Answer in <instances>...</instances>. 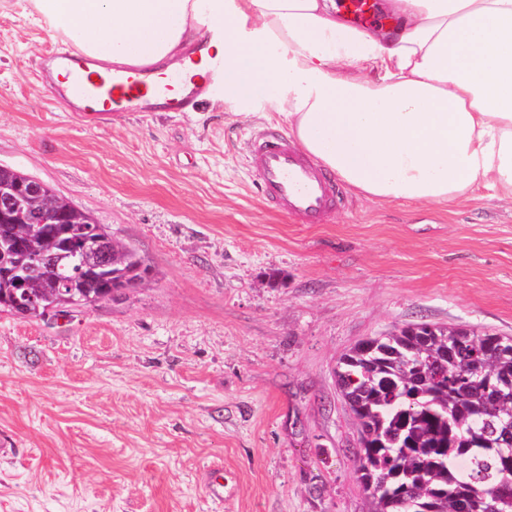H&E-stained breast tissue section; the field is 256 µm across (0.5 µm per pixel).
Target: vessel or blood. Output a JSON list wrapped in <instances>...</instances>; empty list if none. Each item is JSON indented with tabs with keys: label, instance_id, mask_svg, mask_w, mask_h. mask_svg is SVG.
Returning a JSON list of instances; mask_svg holds the SVG:
<instances>
[{
	"label": "vessel or blood",
	"instance_id": "vessel-or-blood-1",
	"mask_svg": "<svg viewBox=\"0 0 512 512\" xmlns=\"http://www.w3.org/2000/svg\"><path fill=\"white\" fill-rule=\"evenodd\" d=\"M48 62L66 73L55 88L57 97L90 121L115 112H192L205 91L194 81L179 86L162 76L148 81L142 70L131 67L109 66L99 73L96 59L82 55H52ZM248 162L263 202L293 223H326L346 203L335 174L279 131L256 133L248 143Z\"/></svg>",
	"mask_w": 512,
	"mask_h": 512
}]
</instances>
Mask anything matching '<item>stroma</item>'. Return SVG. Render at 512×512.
Wrapping results in <instances>:
<instances>
[{
	"instance_id": "stroma-1",
	"label": "stroma",
	"mask_w": 512,
	"mask_h": 512,
	"mask_svg": "<svg viewBox=\"0 0 512 512\" xmlns=\"http://www.w3.org/2000/svg\"><path fill=\"white\" fill-rule=\"evenodd\" d=\"M61 44L0 0V165L72 199L149 277L49 323L0 312V512H369L336 386L360 340L425 321L512 336V200L349 190L328 224L266 208L269 104L85 125L42 80ZM224 465L213 500L202 477Z\"/></svg>"
}]
</instances>
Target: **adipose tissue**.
Listing matches in <instances>:
<instances>
[{
  "label": "adipose tissue",
  "mask_w": 512,
  "mask_h": 512,
  "mask_svg": "<svg viewBox=\"0 0 512 512\" xmlns=\"http://www.w3.org/2000/svg\"><path fill=\"white\" fill-rule=\"evenodd\" d=\"M62 45L270 103L351 188L442 204L512 198V0H395L387 24L336 0H27Z\"/></svg>",
  "instance_id": "ef3b65f1"
}]
</instances>
